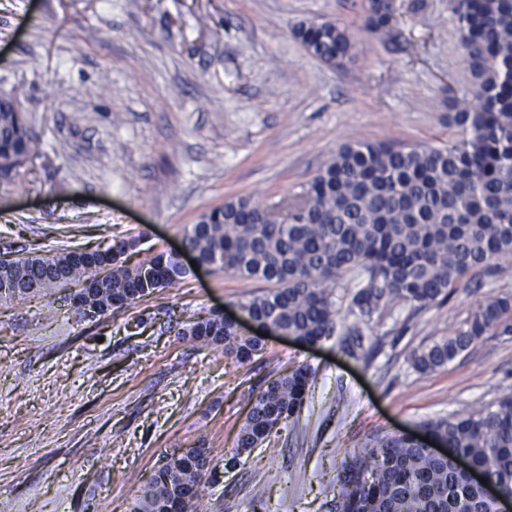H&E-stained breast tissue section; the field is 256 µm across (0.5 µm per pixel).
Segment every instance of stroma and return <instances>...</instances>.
Here are the masks:
<instances>
[{"mask_svg":"<svg viewBox=\"0 0 512 512\" xmlns=\"http://www.w3.org/2000/svg\"><path fill=\"white\" fill-rule=\"evenodd\" d=\"M411 2L392 0L380 38L361 30L368 0H0V95L37 134L22 186L0 192V259L133 238L136 263L228 199L299 194L343 143L453 145L457 20L450 0ZM325 21L358 33L346 68L293 34ZM263 288L201 270L94 320L61 289L0 304V512H132L163 455L199 447L214 473L201 512H336L348 453L512 390V333L430 373L408 362L512 295V263L374 318L360 360L272 335L241 364L172 328L238 316ZM300 365L314 377L298 418L230 464L250 397Z\"/></svg>","mask_w":512,"mask_h":512,"instance_id":"obj_1","label":"stroma"}]
</instances>
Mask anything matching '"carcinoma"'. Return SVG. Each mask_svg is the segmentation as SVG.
Instances as JSON below:
<instances>
[{
  "label": "carcinoma",
  "mask_w": 512,
  "mask_h": 512,
  "mask_svg": "<svg viewBox=\"0 0 512 512\" xmlns=\"http://www.w3.org/2000/svg\"><path fill=\"white\" fill-rule=\"evenodd\" d=\"M452 11L473 95L451 117L455 144L347 143L288 202L280 223L239 198L202 214L185 231L186 248L202 264L271 284L243 304L259 326L303 341L336 335L340 349L359 360L373 315L397 305L426 310L512 261V0H498L491 10L483 0H452ZM395 24L391 0L369 5L367 33L387 36ZM296 38L337 68L356 56L357 35L330 22L302 29ZM34 147L23 113L1 96L0 188L21 184ZM135 247L136 240L121 239L101 252L21 253L0 262V301L85 287L88 295L74 310L92 320L189 274L164 251L130 265ZM348 273L356 280L352 289L344 284ZM344 299L353 316L348 325L339 317ZM501 328L512 331L509 296L480 304L459 329L412 352L409 363L432 372ZM183 335L224 346V355L238 363L259 355L266 341L212 315L192 322ZM312 379L310 368L300 365L270 381L250 403L234 455L262 446L282 421L298 415ZM423 429L512 493V391L466 416L429 420ZM338 480L336 512H495L451 459L396 436L378 437L349 455ZM207 483L196 464L166 455L133 512H165L177 497L181 512H198Z\"/></svg>",
  "instance_id": "carcinoma-1"
}]
</instances>
